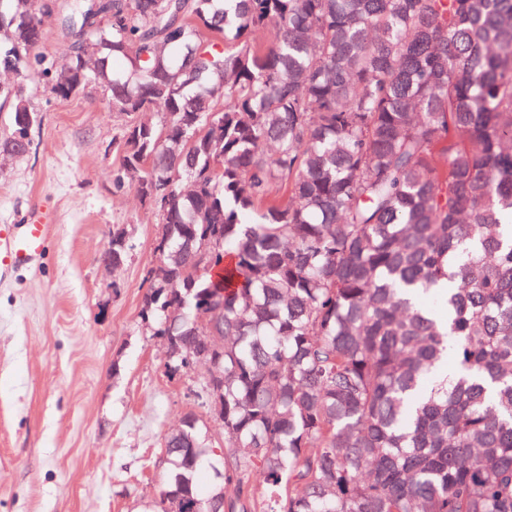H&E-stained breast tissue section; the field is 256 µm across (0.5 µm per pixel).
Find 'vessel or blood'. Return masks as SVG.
Segmentation results:
<instances>
[{
  "mask_svg": "<svg viewBox=\"0 0 512 512\" xmlns=\"http://www.w3.org/2000/svg\"><path fill=\"white\" fill-rule=\"evenodd\" d=\"M48 239V225L41 216L22 224L0 225V278L27 266L41 256Z\"/></svg>",
  "mask_w": 512,
  "mask_h": 512,
  "instance_id": "vessel-or-blood-1",
  "label": "vessel or blood"
}]
</instances>
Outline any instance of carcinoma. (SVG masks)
I'll return each mask as SVG.
<instances>
[{"label":"carcinoma","mask_w":512,"mask_h":512,"mask_svg":"<svg viewBox=\"0 0 512 512\" xmlns=\"http://www.w3.org/2000/svg\"><path fill=\"white\" fill-rule=\"evenodd\" d=\"M7 67L133 118L140 317L170 375L219 370L222 440L182 417L159 512H512V0H0ZM0 99L11 157L36 113ZM60 19L53 13L47 17L43 26V39L36 50L37 53L45 57L49 62H54L56 66H60L64 62L63 52L65 39L59 36Z\"/></svg>","instance_id":"cac0c4a2"}]
</instances>
